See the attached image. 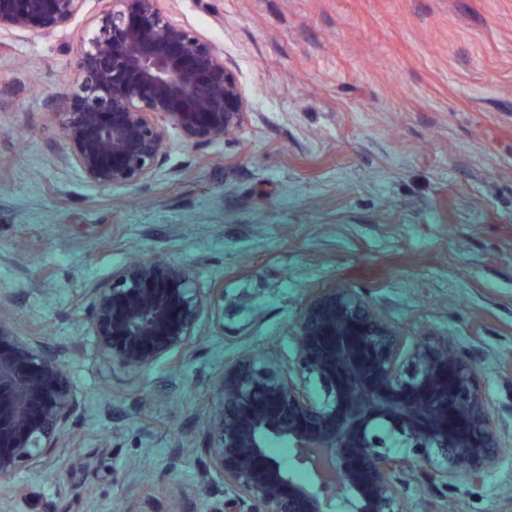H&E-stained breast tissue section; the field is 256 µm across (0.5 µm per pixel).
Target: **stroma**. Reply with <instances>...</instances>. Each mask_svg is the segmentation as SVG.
Segmentation results:
<instances>
[{
    "label": "stroma",
    "instance_id": "stroma-1",
    "mask_svg": "<svg viewBox=\"0 0 512 512\" xmlns=\"http://www.w3.org/2000/svg\"><path fill=\"white\" fill-rule=\"evenodd\" d=\"M237 75L243 125L170 130L152 177L103 188L53 117L96 8L0 38V324L61 351L82 403L0 512H220L203 422L226 365L285 364L305 300L348 288L478 367L504 446L480 485L410 512H512V0H161ZM161 257L221 288L192 351L107 359L88 291Z\"/></svg>",
    "mask_w": 512,
    "mask_h": 512
}]
</instances>
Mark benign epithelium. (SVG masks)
<instances>
[{
  "label": "benign epithelium",
  "instance_id": "7a95c632",
  "mask_svg": "<svg viewBox=\"0 0 512 512\" xmlns=\"http://www.w3.org/2000/svg\"><path fill=\"white\" fill-rule=\"evenodd\" d=\"M86 2L0 0V36L53 33ZM96 2L75 86L54 113L89 182H146L171 129L207 145L241 127L245 101L223 51L173 23L160 0ZM88 300L99 349L135 370L191 346L215 291L202 294L184 266L146 259L112 272ZM293 334L294 361L248 355L218 383L205 434L209 468L224 477V512H331L334 488L346 492L342 512H406L405 475L442 494L450 480L485 481L501 444L495 411L476 365L446 339L409 343L360 294L334 288L310 296ZM79 410L61 355L0 325V492L63 448ZM273 437L317 466L315 482L294 480L268 453Z\"/></svg>",
  "mask_w": 512,
  "mask_h": 512
}]
</instances>
